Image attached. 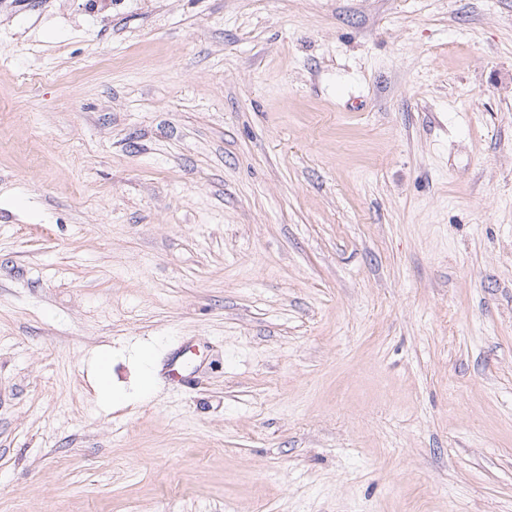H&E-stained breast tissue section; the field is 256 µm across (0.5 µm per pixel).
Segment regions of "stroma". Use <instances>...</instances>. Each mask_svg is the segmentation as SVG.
<instances>
[{"label":"stroma","instance_id":"obj_1","mask_svg":"<svg viewBox=\"0 0 512 512\" xmlns=\"http://www.w3.org/2000/svg\"><path fill=\"white\" fill-rule=\"evenodd\" d=\"M0 512H512V0H0ZM110 358L108 355H98L94 360L97 373L96 389L102 402L112 404L125 399L124 390L113 385L110 381Z\"/></svg>","mask_w":512,"mask_h":512}]
</instances>
